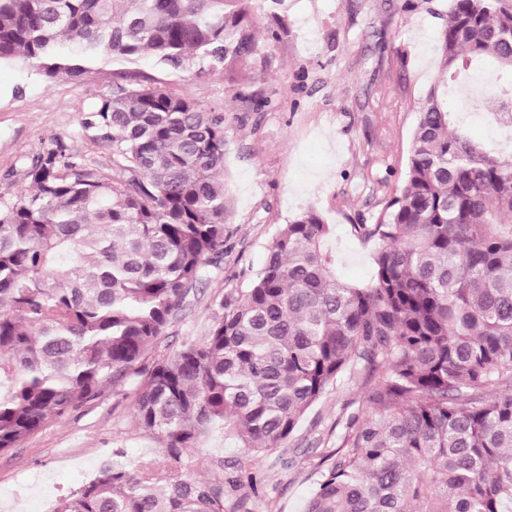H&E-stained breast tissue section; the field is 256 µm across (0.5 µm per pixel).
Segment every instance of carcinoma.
Here are the masks:
<instances>
[{
	"mask_svg": "<svg viewBox=\"0 0 512 512\" xmlns=\"http://www.w3.org/2000/svg\"><path fill=\"white\" fill-rule=\"evenodd\" d=\"M285 2L0 0V63L48 85L149 54L234 82L280 38ZM437 41L401 183L353 225L377 243L370 282L337 274L332 228L305 209L203 342L148 368L224 257V115L157 81L118 84L82 122L112 166L58 144L26 163L29 189L0 198V453L130 374L133 416L165 448L112 449L54 512H224V483L183 474L182 451L215 428L277 448L358 366L374 377L365 417L311 473L305 512H512V135L490 143L461 120L486 108L512 129V0H448ZM487 63L490 99L448 104Z\"/></svg>",
	"mask_w": 512,
	"mask_h": 512,
	"instance_id": "1",
	"label": "carcinoma"
}]
</instances>
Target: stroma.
Segmentation results:
<instances>
[{"mask_svg": "<svg viewBox=\"0 0 512 512\" xmlns=\"http://www.w3.org/2000/svg\"><path fill=\"white\" fill-rule=\"evenodd\" d=\"M447 7V0H288L287 34L233 83L197 67L168 68L149 55L49 85L23 62L1 65L0 197L27 188L23 161L55 141L67 153L111 165L108 145L83 129L85 113L116 84L155 79L224 116L231 237L219 268L191 292L154 355L202 342L223 313L225 294L247 286L281 225L307 207L333 226L338 274L367 282L373 245L353 236L352 226L376 215L400 184L417 103L436 76L439 14ZM260 99L265 107H257ZM136 383L132 376L108 385L0 454V512H51L113 449L132 461L161 455L156 436L132 417ZM370 386L363 371L343 378L281 447L264 453H246L223 433H209L184 451L182 470L223 482L226 512H304L311 471L342 447ZM249 473L259 490L243 482Z\"/></svg>", "mask_w": 512, "mask_h": 512, "instance_id": "35a3bbf8", "label": "stroma"}]
</instances>
